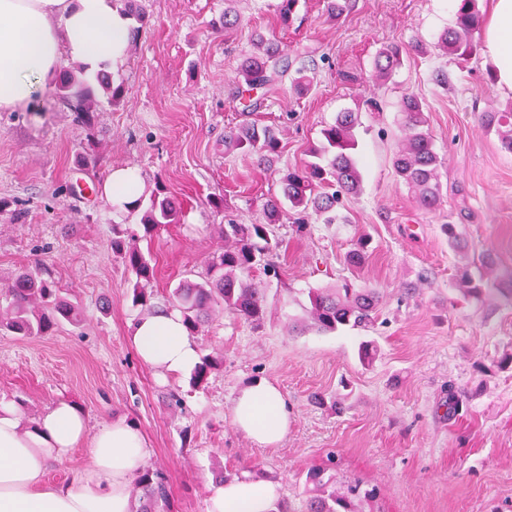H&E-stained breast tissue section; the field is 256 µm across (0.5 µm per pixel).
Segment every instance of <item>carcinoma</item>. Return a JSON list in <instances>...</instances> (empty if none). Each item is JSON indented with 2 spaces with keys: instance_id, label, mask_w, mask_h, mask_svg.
I'll use <instances>...</instances> for the list:
<instances>
[{
  "instance_id": "carcinoma-1",
  "label": "carcinoma",
  "mask_w": 512,
  "mask_h": 512,
  "mask_svg": "<svg viewBox=\"0 0 512 512\" xmlns=\"http://www.w3.org/2000/svg\"><path fill=\"white\" fill-rule=\"evenodd\" d=\"M325 14L339 18L349 10L351 0H322ZM299 0H279L278 20L286 28L296 14ZM481 13L478 0H459L455 26L443 32L438 47L457 59H466L473 52L474 34L479 28ZM257 52L246 57L239 71V84L233 100L242 105V112L258 109L261 100L277 89L283 76L304 52L297 48L286 49L277 43L258 36ZM401 49L389 45L379 51L375 59L376 78L387 77L400 64ZM98 83L109 94V101L116 104L123 96L121 86H115L108 75L99 72ZM59 97L75 112L89 117L94 111L96 98L86 82L73 77L64 79L57 87ZM403 127L405 143L393 158V169L415 194L418 204L429 211L441 205L440 169L443 163L434 148L433 138L427 129V120L421 101L413 94L403 99ZM488 125L497 128L501 149L512 153V111L489 112L485 115ZM358 124V113L340 112L333 124L322 130L323 141L312 151L317 158L325 157L328 163L309 162L291 169L278 180L279 193L264 202L267 218L265 224L224 225V248L208 262L206 277L197 282L185 280L174 289L172 298L178 303L189 333L216 312H222L252 324L264 322L267 312L265 290L255 287L250 277L262 266L272 249L268 225L285 217L302 230L309 224L311 215L324 218L327 224L336 221V209L342 197L359 190L361 173L352 155L355 148L353 129ZM224 147L241 153L258 156L261 165L268 164L279 152L280 140L274 129L267 125L246 121L224 132ZM334 191H325L327 187ZM132 210H142L138 235L118 225L112 226V250L125 267L135 276L133 303L148 306L149 295L145 286L154 278V267L139 246V241L153 236L161 224L176 221L175 203L158 189L149 199L137 198ZM10 304L0 312V334L18 336H43L63 322L79 321L78 307L59 293L54 282L31 272H23L8 285ZM308 315L311 326L321 334L340 329L366 327L373 320L379 292L370 286L364 288H338L312 292L309 295ZM223 365V358L206 355L197 366L192 384L201 386L209 374ZM139 483L151 489V502L141 512H158L167 502V491L161 477L149 471L143 473ZM306 512H354L348 498L338 491L320 490L308 500Z\"/></svg>"
}]
</instances>
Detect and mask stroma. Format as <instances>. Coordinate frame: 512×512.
<instances>
[{"label":"stroma","instance_id":"35a3bbf8","mask_svg":"<svg viewBox=\"0 0 512 512\" xmlns=\"http://www.w3.org/2000/svg\"><path fill=\"white\" fill-rule=\"evenodd\" d=\"M138 2L140 35L109 73L124 89L120 103L95 88L87 123L50 87L0 112V284L44 266L81 311L79 324L45 336L0 335V398L28 423L61 399L94 426L135 422L146 468L167 482L169 512H207L209 484L244 474L276 481L278 505L304 512L316 467L329 486L375 489L357 512H512V364L503 361L512 353V153L484 123L485 113L512 109V94L490 83L481 52L454 60L438 50L455 20L448 0H353L336 20L321 0H300L285 30L279 0H233L239 22L229 30L224 0ZM258 33L301 47L310 80L300 91L284 77L252 116L280 132L269 167L224 149L225 130L243 120L231 94ZM391 43L403 64L376 82L374 59ZM439 68L447 85L433 80ZM409 93L422 99L443 161L434 212L418 208L392 167ZM372 96L382 111L362 110ZM346 110L359 113L363 181L344 197L341 222L275 225L278 274L253 275L267 294L264 324L211 316L194 340L223 365L199 387L159 378L128 341L144 310L132 300L134 275L112 251L113 225L137 229L141 215L77 195L72 180L99 188L110 170L127 168L142 194L161 186L175 202L176 223L148 243L155 274L147 292L161 307L186 275L204 278L227 219L263 222L280 173L310 161L322 129ZM446 222L458 224L463 251L449 247ZM364 237L366 260L352 267L346 255ZM481 255L495 268L472 295L459 288V270ZM346 282L378 288L373 325L326 335L305 327L309 291ZM364 342L371 358L359 354ZM258 378L281 389L291 412L276 448L252 444L232 422L237 389Z\"/></svg>","mask_w":512,"mask_h":512}]
</instances>
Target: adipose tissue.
Listing matches in <instances>:
<instances>
[{
  "label": "adipose tissue",
  "mask_w": 512,
  "mask_h": 512,
  "mask_svg": "<svg viewBox=\"0 0 512 512\" xmlns=\"http://www.w3.org/2000/svg\"><path fill=\"white\" fill-rule=\"evenodd\" d=\"M129 26L113 0H0V109L27 105L55 78L61 55L92 73L121 65ZM482 29V52L499 87L512 93V0H492ZM130 341L164 377L191 374L199 362L176 311L139 318ZM232 418L253 444L274 447L288 432L290 412L279 388L259 378L237 392ZM84 443L88 467L67 485L49 483L51 463ZM148 454L141 431L126 420L93 428L79 406L58 401L27 424L16 405L0 400V512H135L129 485ZM278 496L275 482L236 477L211 484L207 512H271Z\"/></svg>",
  "instance_id": "1"
}]
</instances>
